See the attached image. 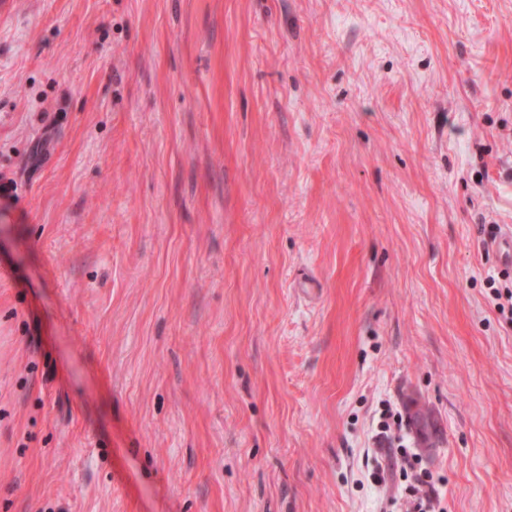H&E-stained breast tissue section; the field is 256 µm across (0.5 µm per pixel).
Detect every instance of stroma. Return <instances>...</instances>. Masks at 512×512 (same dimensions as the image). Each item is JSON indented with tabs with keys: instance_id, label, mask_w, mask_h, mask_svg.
Masks as SVG:
<instances>
[{
	"instance_id": "1",
	"label": "stroma",
	"mask_w": 512,
	"mask_h": 512,
	"mask_svg": "<svg viewBox=\"0 0 512 512\" xmlns=\"http://www.w3.org/2000/svg\"><path fill=\"white\" fill-rule=\"evenodd\" d=\"M8 3L0 512H512V0Z\"/></svg>"
}]
</instances>
